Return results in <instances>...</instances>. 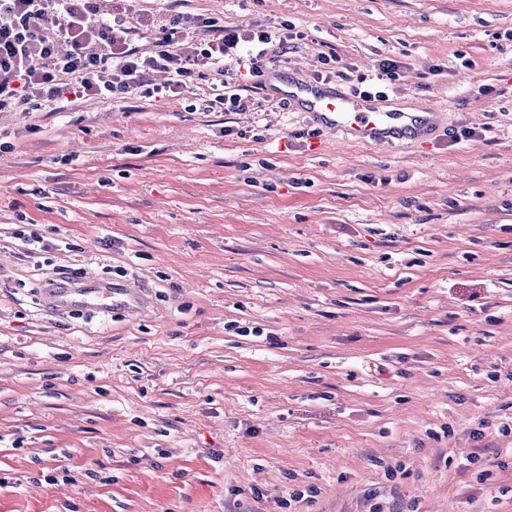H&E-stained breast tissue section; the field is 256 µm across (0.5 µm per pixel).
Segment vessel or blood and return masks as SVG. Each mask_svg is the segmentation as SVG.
<instances>
[{
	"instance_id": "obj_1",
	"label": "vessel or blood",
	"mask_w": 512,
	"mask_h": 512,
	"mask_svg": "<svg viewBox=\"0 0 512 512\" xmlns=\"http://www.w3.org/2000/svg\"><path fill=\"white\" fill-rule=\"evenodd\" d=\"M288 96H304L306 111L322 123L342 130L347 139L357 143L384 146L394 140L416 138L435 122L432 112H390L381 109L362 111L358 100L339 96L311 84H298L288 89ZM89 307L100 313L120 308L138 314L147 303L137 281L111 286L99 279H87L82 285L55 294L52 306L64 311L74 306Z\"/></svg>"
}]
</instances>
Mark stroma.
I'll list each match as a JSON object with an SVG mask.
<instances>
[{"instance_id": "35a3bbf8", "label": "stroma", "mask_w": 512, "mask_h": 512, "mask_svg": "<svg viewBox=\"0 0 512 512\" xmlns=\"http://www.w3.org/2000/svg\"><path fill=\"white\" fill-rule=\"evenodd\" d=\"M97 3L287 23L276 74L350 97L392 59L379 107L440 116L386 147L270 84L0 112V512H512V0ZM32 229L68 249L23 260ZM58 270L151 305L57 312Z\"/></svg>"}]
</instances>
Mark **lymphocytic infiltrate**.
Masks as SVG:
<instances>
[{
  "instance_id": "1",
  "label": "lymphocytic infiltrate",
  "mask_w": 512,
  "mask_h": 512,
  "mask_svg": "<svg viewBox=\"0 0 512 512\" xmlns=\"http://www.w3.org/2000/svg\"><path fill=\"white\" fill-rule=\"evenodd\" d=\"M146 48L132 44L125 18L100 13L95 0H0V111H56L85 97L115 102L193 91L210 83L208 108L244 110L239 86L223 78L225 59L261 86L271 45L289 29L230 31L216 21L174 12L151 20ZM165 74L164 83L153 81Z\"/></svg>"
}]
</instances>
